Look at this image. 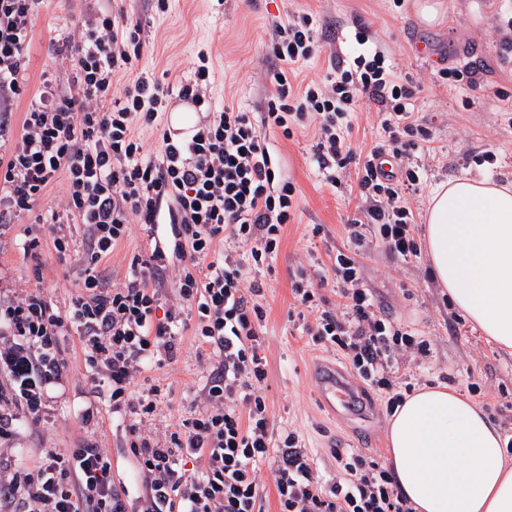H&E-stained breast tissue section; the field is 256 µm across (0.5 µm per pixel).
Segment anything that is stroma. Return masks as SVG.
Segmentation results:
<instances>
[{"mask_svg": "<svg viewBox=\"0 0 512 512\" xmlns=\"http://www.w3.org/2000/svg\"><path fill=\"white\" fill-rule=\"evenodd\" d=\"M414 0H168L165 12L151 9L148 0H125L131 17L141 21L148 45L136 62V71L167 74L171 81L193 76L198 51L211 55L213 82L210 95L216 106L231 103L257 111L273 91L265 60L270 53L272 20L286 14H312L320 32V51L299 63L293 83L322 80L331 63L345 58L349 34L356 24L366 25L386 47L399 71L420 83L417 118L433 134L422 162L427 179L409 204L416 226H423L424 209L434 188L462 175L487 177L512 183V60L503 56L502 43L512 39L506 25L512 19V0H444L442 23H421ZM113 0H43L33 17L28 48L31 87L43 73L56 76L67 87L68 73L61 69L56 49L74 31V24L90 13L111 11ZM428 43L437 58L414 52V41ZM482 68L480 86H454L436 78L438 64ZM268 141L281 158L284 173L298 193L296 220L287 225L279 252L270 267L262 269L263 306L266 310V402L276 424L296 430L304 448L321 473L332 474L335 449L354 448L378 461L387 459L388 415L380 396L363 389L364 419L328 414L315 394L313 374L322 364L347 369L333 348L313 344L288 313L295 306L292 281L298 267L308 271L330 269L331 257L347 243L346 224L360 216L356 167L348 165L339 186L324 183L311 163L315 139L299 129L293 138L276 132ZM490 152L492 162L478 166L473 155ZM36 238V255L25 252V241ZM152 242L140 225H132L126 240L105 261L111 282H122L134 257L149 254ZM76 257L59 259L48 225L24 217L0 231V299L42 292L59 310H66L78 283ZM361 262L364 279L379 302L397 320L408 324L426 340L428 356L409 357L406 380L418 387L444 383L466 390L477 381L483 391L477 403L498 423L502 433L512 432V354L497 349L473 330L465 317L448 302L430 273L427 255L405 264L394 260L378 241H371ZM68 361L62 384L49 388L39 420H32L10 404L0 410L13 416L10 439L0 441V466L8 472H30L43 449L66 451L91 444L102 448L112 461V471L128 492L130 512H141L145 477L126 451L128 415L113 412L107 397L98 396L85 365L77 336L61 341ZM212 363L198 349L193 336H184L175 362L145 371L136 388L156 381L168 396L142 431L162 441L188 417L193 405L202 404V389Z\"/></svg>", "mask_w": 512, "mask_h": 512, "instance_id": "1", "label": "stroma"}]
</instances>
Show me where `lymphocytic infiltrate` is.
Segmentation results:
<instances>
[{
	"instance_id": "obj_1",
	"label": "lymphocytic infiltrate",
	"mask_w": 512,
	"mask_h": 512,
	"mask_svg": "<svg viewBox=\"0 0 512 512\" xmlns=\"http://www.w3.org/2000/svg\"><path fill=\"white\" fill-rule=\"evenodd\" d=\"M40 0H0V224L34 215L50 225L53 246L69 257L66 227H85L79 282L66 311L39 292L0 301V335L19 389V406L39 419L44 392L59 384L68 364L59 340L79 336L96 389L113 410L129 413L128 449L149 478L146 512H264L259 487L271 466L279 512H414L390 471L359 450H336V473L324 476L296 431L275 425L266 403L262 354L266 311L258 273L278 254L286 224L295 218L294 183L283 174L266 137L314 131L312 163L335 186L356 164L360 220L337 250L331 275H294L298 325L313 344L340 350L355 376L386 397L387 411L406 396L399 373L408 353H427L426 341L385 315L366 287L360 259L375 237L396 260L411 263L420 246L408 195L419 191L431 132L415 118L421 87L395 69L365 26L354 33L348 58L325 79L293 85L289 66L313 58L317 31L308 14L271 24L274 90L260 111L228 104L216 110L212 72L199 53L189 82L165 83L143 71L116 85L144 48L141 23L124 8L79 20L75 37L58 50L71 77H54L31 91L26 74L31 18ZM29 98L20 132L12 130V101ZM183 101L206 118L189 135L160 129L149 152L140 127H159L172 103ZM376 105L384 137L356 159L349 117L358 103ZM398 162L387 175L381 154ZM64 194L51 210L35 209L58 173ZM168 225L170 236L147 257L134 258L118 286L108 284L104 258L125 239L130 224ZM227 243L220 251L218 243ZM335 278L336 305L321 294ZM172 284L164 296V284ZM209 348L216 362L203 389L206 408L193 409L165 442L139 427L161 400L159 385H132L148 365L172 363L184 331ZM197 466L189 474L188 466ZM127 490L117 485L101 449L46 450L32 472L0 474V512H127Z\"/></svg>"
}]
</instances>
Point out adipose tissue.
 Here are the masks:
<instances>
[{
    "label": "adipose tissue",
    "mask_w": 512,
    "mask_h": 512,
    "mask_svg": "<svg viewBox=\"0 0 512 512\" xmlns=\"http://www.w3.org/2000/svg\"><path fill=\"white\" fill-rule=\"evenodd\" d=\"M433 276L487 342L512 353V187L463 178L434 190L424 236ZM388 465L415 512H512L504 438L445 384L407 396L387 424Z\"/></svg>",
    "instance_id": "adipose-tissue-1"
}]
</instances>
